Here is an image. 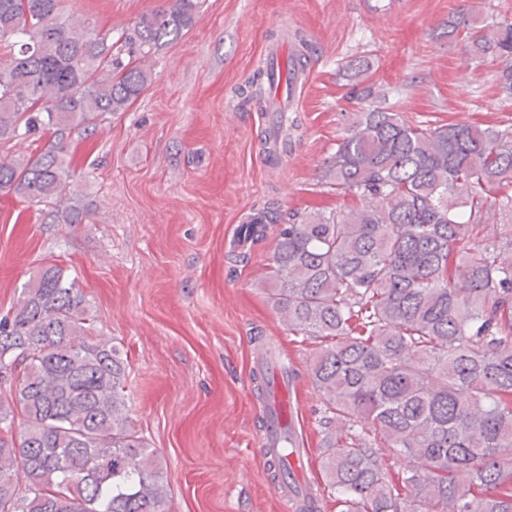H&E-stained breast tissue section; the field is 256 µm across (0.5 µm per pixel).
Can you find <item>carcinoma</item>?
I'll list each match as a JSON object with an SVG mask.
<instances>
[{
  "mask_svg": "<svg viewBox=\"0 0 512 512\" xmlns=\"http://www.w3.org/2000/svg\"><path fill=\"white\" fill-rule=\"evenodd\" d=\"M117 36L63 0H0V145L51 130L40 152L0 162V191L67 205V134L126 111L150 86L148 58L195 23L201 0H169ZM476 57L503 58L512 98V23L472 5L449 22ZM257 69L255 93L274 84ZM323 179L358 198L347 211L274 206L249 222L276 225L267 291L295 335L323 345L309 369L322 396L327 492L337 512H512V233L473 231L512 210V126L408 124L374 101L337 145ZM128 360L97 334L63 268L42 270L0 317V512H163L157 452L131 425ZM406 459L388 474L384 452Z\"/></svg>",
  "mask_w": 512,
  "mask_h": 512,
  "instance_id": "carcinoma-1",
  "label": "carcinoma"
}]
</instances>
